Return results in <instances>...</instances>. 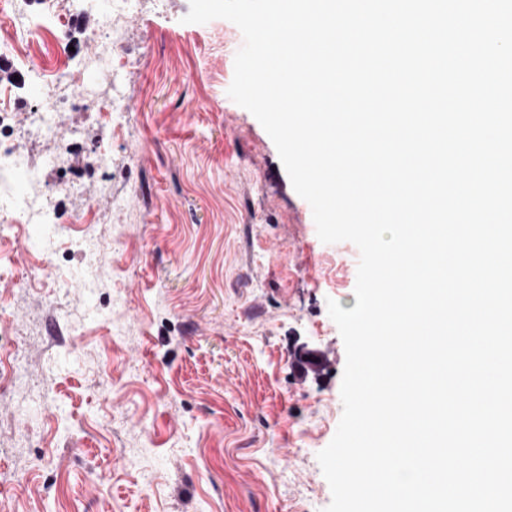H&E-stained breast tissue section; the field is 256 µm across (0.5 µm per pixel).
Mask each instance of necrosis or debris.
<instances>
[{"instance_id":"necrosis-or-debris-1","label":"necrosis or debris","mask_w":512,"mask_h":512,"mask_svg":"<svg viewBox=\"0 0 512 512\" xmlns=\"http://www.w3.org/2000/svg\"><path fill=\"white\" fill-rule=\"evenodd\" d=\"M81 2L86 10L105 12L103 24L93 37L94 49L75 62L67 52H60L59 64L49 67L35 56L31 46L23 44L17 32L22 29L41 35L51 31V24L32 23L21 0H0V17L9 22L8 31H0V56L16 59L24 67L36 99L25 132L12 134L8 143H0V246L11 241L16 226L54 220L51 200L41 187V171L28 150L29 141H56L58 155L65 156L71 143L57 137L60 112H92L106 124L117 126L122 125L127 112L115 73L125 64L123 23L133 0H108L103 7L98 0Z\"/></svg>"}]
</instances>
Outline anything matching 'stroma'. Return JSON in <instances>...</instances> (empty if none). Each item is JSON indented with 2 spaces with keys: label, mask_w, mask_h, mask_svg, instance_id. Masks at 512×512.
<instances>
[{
  "label": "stroma",
  "mask_w": 512,
  "mask_h": 512,
  "mask_svg": "<svg viewBox=\"0 0 512 512\" xmlns=\"http://www.w3.org/2000/svg\"><path fill=\"white\" fill-rule=\"evenodd\" d=\"M189 0H138L125 22L121 129L63 112L65 160L31 147L55 223L0 259V512H324L317 454L343 406L345 349L328 300L356 304L359 250L323 243L259 121L230 99L243 44ZM57 41L100 23L59 0ZM117 168L95 192V161ZM108 241L85 287L69 240L87 203ZM321 357L319 368L305 361Z\"/></svg>",
  "instance_id": "stroma-1"
}]
</instances>
